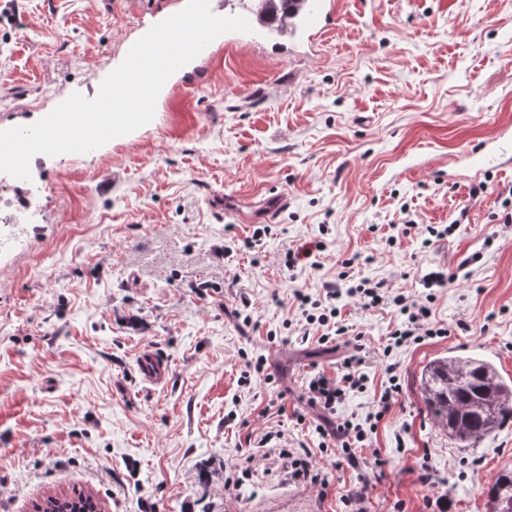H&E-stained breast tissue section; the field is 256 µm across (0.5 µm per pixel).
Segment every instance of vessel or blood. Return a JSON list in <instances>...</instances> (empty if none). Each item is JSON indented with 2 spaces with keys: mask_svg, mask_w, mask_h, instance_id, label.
Instances as JSON below:
<instances>
[{
  "mask_svg": "<svg viewBox=\"0 0 512 512\" xmlns=\"http://www.w3.org/2000/svg\"><path fill=\"white\" fill-rule=\"evenodd\" d=\"M283 14L281 33L286 37L314 41L334 29L339 15L338 0H291L289 7H281L279 0H262L252 7L242 5L239 14L251 25L250 31L234 32L235 41L246 43L254 38L255 28L265 26L270 14ZM224 44L223 38H215L188 64L191 83H200L208 73V64ZM466 167L474 176H481L492 165L512 163V128L501 127L496 139L483 142L467 151L463 157ZM139 369L143 379L153 385L166 380L168 369L162 356L156 351H144L139 357Z\"/></svg>",
  "mask_w": 512,
  "mask_h": 512,
  "instance_id": "1",
  "label": "vessel or blood"
}]
</instances>
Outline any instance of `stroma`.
<instances>
[{"instance_id":"stroma-1","label":"stroma","mask_w":512,"mask_h":512,"mask_svg":"<svg viewBox=\"0 0 512 512\" xmlns=\"http://www.w3.org/2000/svg\"><path fill=\"white\" fill-rule=\"evenodd\" d=\"M137 34L127 0H0V127L88 93ZM278 39L224 51L153 125L6 184L35 221L0 254V512L74 491L103 512H489L512 421L457 447L420 378L476 354L512 381V167L483 174L475 199L457 160L512 126V0H340L314 48L280 58ZM429 225L451 232L427 246ZM311 243L318 267L289 265ZM350 257L354 279L431 296L445 335L391 346L397 307L354 298L340 308L360 341L299 335L294 290L318 294ZM438 270L454 281L424 288ZM147 349L167 361L162 385L139 374ZM351 356L365 386L335 417L369 433L347 452L320 433L307 384ZM284 446L316 456L328 485L293 479Z\"/></svg>"}]
</instances>
